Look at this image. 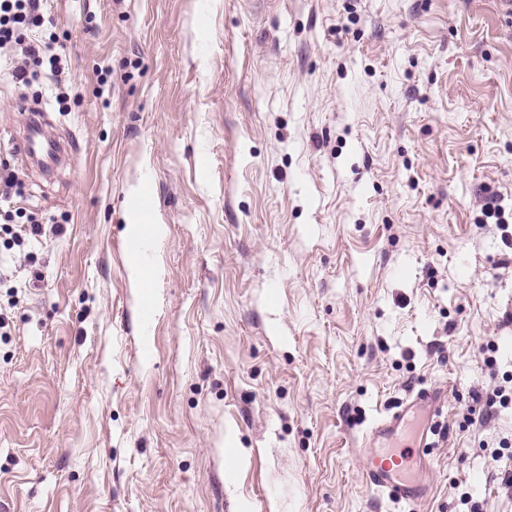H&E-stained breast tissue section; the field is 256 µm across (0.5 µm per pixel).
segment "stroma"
Instances as JSON below:
<instances>
[{
  "mask_svg": "<svg viewBox=\"0 0 512 512\" xmlns=\"http://www.w3.org/2000/svg\"><path fill=\"white\" fill-rule=\"evenodd\" d=\"M55 80L0 72V512H512L506 0H43ZM165 227L130 279L133 192ZM498 216H486L487 201ZM151 318H143V306ZM494 344V366L483 349ZM446 393L424 479L364 476L393 403ZM16 146L21 154L38 158L45 168L52 167L58 159L57 143L45 134L42 125L38 122L30 124L28 121L27 132Z\"/></svg>",
  "mask_w": 512,
  "mask_h": 512,
  "instance_id": "1",
  "label": "stroma"
}]
</instances>
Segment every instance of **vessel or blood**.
Returning a JSON list of instances; mask_svg holds the SVG:
<instances>
[{
    "label": "vessel or blood",
    "instance_id": "1",
    "mask_svg": "<svg viewBox=\"0 0 512 512\" xmlns=\"http://www.w3.org/2000/svg\"><path fill=\"white\" fill-rule=\"evenodd\" d=\"M21 154L38 158L43 167H52L59 147L41 124L32 123L17 143ZM443 395L421 390L410 395L370 429L376 448L368 457L365 479L374 490L387 493L393 502L415 503L427 494L419 460L432 448L438 433Z\"/></svg>",
    "mask_w": 512,
    "mask_h": 512
}]
</instances>
